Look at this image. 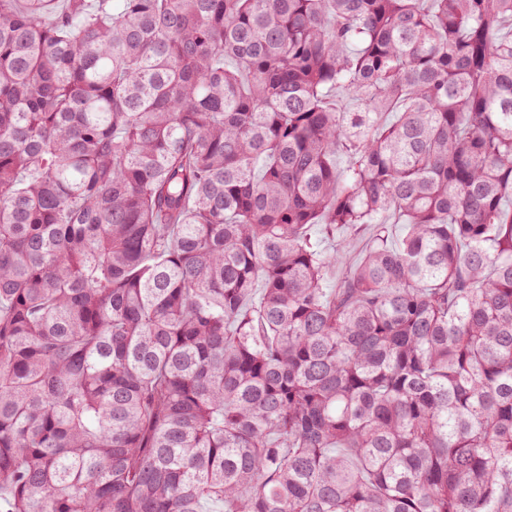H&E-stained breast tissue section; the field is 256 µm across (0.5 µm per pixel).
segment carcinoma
Masks as SVG:
<instances>
[{
    "instance_id": "1",
    "label": "carcinoma",
    "mask_w": 512,
    "mask_h": 512,
    "mask_svg": "<svg viewBox=\"0 0 512 512\" xmlns=\"http://www.w3.org/2000/svg\"><path fill=\"white\" fill-rule=\"evenodd\" d=\"M509 27L0 0V512H512Z\"/></svg>"
}]
</instances>
